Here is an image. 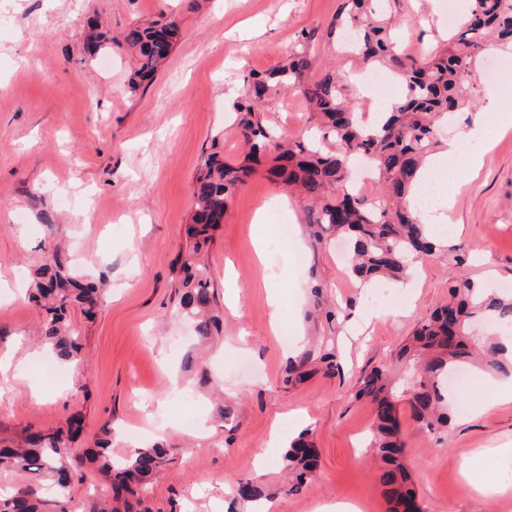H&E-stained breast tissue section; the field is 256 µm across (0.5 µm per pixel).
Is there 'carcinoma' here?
I'll return each mask as SVG.
<instances>
[{"label": "carcinoma", "instance_id": "obj_1", "mask_svg": "<svg viewBox=\"0 0 512 512\" xmlns=\"http://www.w3.org/2000/svg\"><path fill=\"white\" fill-rule=\"evenodd\" d=\"M346 26L357 30L353 55L362 67L396 77L402 84V96L382 122L370 127L360 120L341 77L330 70L317 77L311 74L312 60L303 47L286 65L250 75L246 96L233 104L249 151L233 163L210 153L200 164L192 223L187 228L190 247L175 290L176 308L193 322L199 342L222 336L224 314L213 305L205 254L232 194L256 166L269 160V174L298 188L309 201L307 227L313 241L322 244L328 233L348 240L349 268L355 278L399 280L420 257H448L452 265L448 304L418 322L398 355V362L409 363L416 372L406 398L411 416L436 431L451 422L450 394L445 388L449 374L472 368L504 376L512 373V355H507L500 337L470 332L477 318L512 325V295L505 296L461 271L467 259L460 247L437 241L429 225L410 209L407 197L422 177L424 160L438 150V127L448 114L479 110V102L469 90L472 63L488 47H512V0H469L456 26L448 30V46L419 59L399 50L377 0H344L329 33ZM176 34V22L164 16L129 32L126 42L137 59L132 89L150 79L163 62L155 49L158 37L171 45ZM282 91L296 92L306 100L319 122L315 136L290 142L260 120L261 110ZM351 157L370 161L375 198L349 186L346 163ZM106 283L103 273L84 279L74 275L60 244L50 241L44 248L43 264L29 298L41 305L44 336L59 361H78L82 349L69 329L68 308L77 302L84 305L87 316H95ZM311 294L315 314L329 324L336 321L339 312L322 301V289L315 285ZM318 372L326 376L342 372L338 336L333 330L289 358L282 387L296 388ZM399 381L393 368L375 367L357 379L355 399L370 403L375 411L369 449L378 461L391 512H424L410 483L400 438ZM81 423L74 415L65 430L28 431L20 442L0 445V472L18 470L35 477L16 487L9 497L0 498V512H69L64 503L72 471L94 463L111 480V503L89 499L84 512H151L147 498L153 482L166 476L174 463L171 449L146 445L116 459L112 456V428L107 423L95 447L75 448ZM317 460L310 432L301 431L281 458L287 479L285 493L297 494L307 485ZM269 496L267 489L248 480L238 483L233 501L246 505L249 512H263L262 501Z\"/></svg>", "mask_w": 512, "mask_h": 512}]
</instances>
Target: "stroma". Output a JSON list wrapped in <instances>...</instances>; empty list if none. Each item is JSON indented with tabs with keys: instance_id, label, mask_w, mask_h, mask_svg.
Masks as SVG:
<instances>
[{
	"instance_id": "35a3bbf8",
	"label": "stroma",
	"mask_w": 512,
	"mask_h": 512,
	"mask_svg": "<svg viewBox=\"0 0 512 512\" xmlns=\"http://www.w3.org/2000/svg\"><path fill=\"white\" fill-rule=\"evenodd\" d=\"M343 0H0V359L15 381L0 391V438L16 440L29 427H65L83 418L76 447H92L111 423L113 456L135 445L163 443L174 451L168 475L150 493L153 512H226L230 489L249 478L276 489L270 512H318L348 501L363 512H388L384 488L366 448L371 406L355 400L361 371L394 361L418 321L448 301L447 260L427 258L410 270L411 288L388 285L363 296L347 279L338 244L314 250L306 238L305 203L258 170L235 192L214 233L206 260L223 306L224 336L201 344L174 309V285L188 247L193 182L204 154L232 159L244 149L232 104L253 72L280 67L308 41L313 74L335 67L349 73L326 29ZM405 54L445 47L448 25L436 0H388ZM172 15L181 35L150 86L131 90L137 65L123 36L160 13ZM113 41L94 51L90 25ZM482 107L495 117L454 114L440 131L458 141L485 123L474 141V168L466 189L440 223L453 225L452 241L470 254L469 272L484 284L512 283V109L498 89L477 85ZM265 117L279 135H310L314 121L303 99L280 94ZM63 226V244L79 273L106 272L110 289L95 318L78 306L70 324L83 349L78 364L54 379L37 366L48 351L38 310L27 294L43 260L48 230L41 211ZM282 238L257 256L254 238ZM238 290L226 309L225 272ZM320 285L339 303H351L341 325L342 375L313 377L295 390L277 382L288 340L326 333L325 320L308 321L310 288ZM280 295L272 314L268 287ZM204 357L224 387L234 417L223 427L209 398L193 380H180L186 353ZM471 373L458 391L447 429L431 433L399 403L406 462L426 512H512V402L495 403ZM194 394L179 406L177 389ZM40 400H33L32 391ZM300 412L320 452L311 482L296 496L279 493L280 468L261 465L259 453L281 457L271 443L274 425ZM480 466L482 490L469 486L464 462Z\"/></svg>"
}]
</instances>
